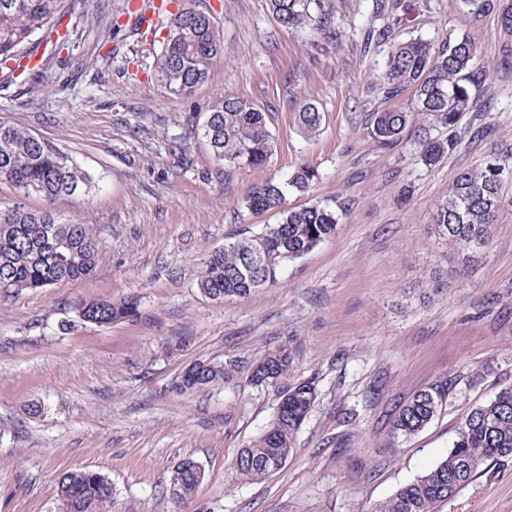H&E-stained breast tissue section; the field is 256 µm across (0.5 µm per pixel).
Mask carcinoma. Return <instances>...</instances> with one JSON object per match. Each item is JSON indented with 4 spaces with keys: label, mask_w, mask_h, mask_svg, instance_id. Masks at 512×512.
<instances>
[{
    "label": "carcinoma",
    "mask_w": 512,
    "mask_h": 512,
    "mask_svg": "<svg viewBox=\"0 0 512 512\" xmlns=\"http://www.w3.org/2000/svg\"><path fill=\"white\" fill-rule=\"evenodd\" d=\"M267 2L274 19L285 27H324L311 15L310 0ZM453 2L475 17L495 12L502 26L512 28V0ZM174 5L155 69L166 92L183 97L208 80L224 45L211 15L192 8L188 0H176ZM68 12V0H0V67L6 69L12 61V70L19 69L22 50L35 37L50 55H59L68 47V39L58 31ZM474 58V44L467 35L438 48L422 38L395 44L380 90L387 100H396L408 90L412 95L403 105L372 113L370 134L377 145L388 149L410 133L418 160L427 168L438 164L455 147L454 139L442 137L441 130L453 131L463 113L476 107L471 86L486 73L474 68ZM298 120L304 131L315 133L321 124L320 112L305 103ZM200 131L227 172L263 167L273 155L266 114L240 97L216 100ZM315 178L313 169L301 166L278 181H266L248 191L245 205L250 211H275L280 220L260 233L226 241L212 252L198 283L204 294L219 301L247 298L276 283L288 262L310 253L335 233L339 215L330 205L287 206L288 192L305 191ZM508 180H512V164L499 157L458 172L433 211L430 236L444 242L458 259L487 246L501 206V187ZM2 181L12 184L20 199L0 206V288L34 290L90 276L99 249L90 225L63 220L51 211L32 210L24 202L30 196L54 198L88 188L89 180L76 163L50 143L1 122ZM74 312L81 322L111 325L135 316L138 300H79ZM291 366V353L278 348L252 371V380L277 387V402L266 429L235 459L236 473L247 480L265 478L286 464L296 435L315 405L314 382L286 383ZM231 368L230 364L197 363L188 373L187 389L219 383ZM451 387L445 377L402 405L390 418L391 445L399 446L430 424L446 406ZM511 458L512 385L472 409L447 455L372 512H435L438 504L469 484L482 466ZM204 479L195 460L185 458L172 472L169 492L178 500L192 497ZM59 493L68 512H112V483L100 473L68 471L59 479Z\"/></svg>",
    "instance_id": "obj_1"
}]
</instances>
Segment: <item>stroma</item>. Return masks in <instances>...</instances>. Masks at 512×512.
<instances>
[{"instance_id":"stroma-1","label":"stroma","mask_w":512,"mask_h":512,"mask_svg":"<svg viewBox=\"0 0 512 512\" xmlns=\"http://www.w3.org/2000/svg\"><path fill=\"white\" fill-rule=\"evenodd\" d=\"M148 0H73L69 52L37 75H0V122L50 142L91 186L33 196L30 208L91 225L93 274L42 290L0 291V512H62L67 471L112 483L113 512H371L448 452L469 412L512 385V182L492 241L464 264L427 233L455 175L492 156L512 161V29L473 19L452 0H312L336 31L280 26L267 0H193L210 14L224 54L185 98L152 72L164 23L135 25ZM469 35L487 79L471 90L487 109L464 113L456 146L422 165L410 138L379 149L367 123L388 108L379 90L387 54L414 36L442 44ZM254 102L275 151L258 169L225 172L187 125L218 98ZM321 114L307 134L302 103ZM307 165L317 177L290 207L335 208V234L245 299L216 301L198 286L227 237L261 232L272 212L248 211L251 187ZM448 270L432 293L435 270ZM140 298L138 316L108 326L73 323L74 301ZM291 375L314 380L317 402L294 451L260 481L236 474L241 449L272 418L276 390L251 381L279 347ZM227 363L223 382L184 391L194 361ZM448 403L400 447L388 415L442 378ZM355 412L340 424L343 412ZM193 458L205 471L184 502L165 485ZM438 512H512V461L479 473Z\"/></svg>"}]
</instances>
